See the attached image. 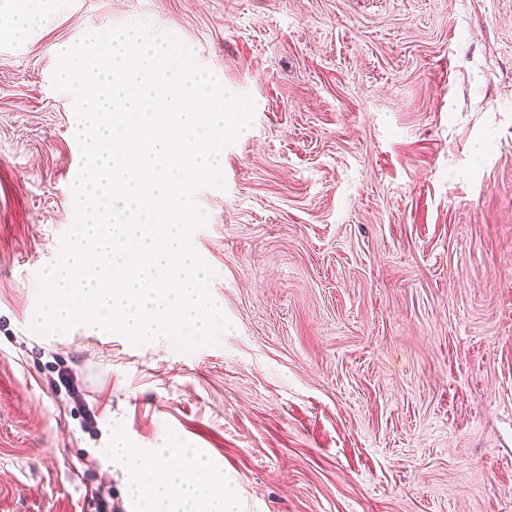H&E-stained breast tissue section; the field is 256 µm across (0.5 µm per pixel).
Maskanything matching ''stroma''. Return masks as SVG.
<instances>
[{
    "label": "stroma",
    "instance_id": "35a3bbf8",
    "mask_svg": "<svg viewBox=\"0 0 512 512\" xmlns=\"http://www.w3.org/2000/svg\"><path fill=\"white\" fill-rule=\"evenodd\" d=\"M134 19L255 101L195 195L233 328L191 354L30 329L58 49ZM116 434L208 452L239 512H512V0H46L0 39V512H138Z\"/></svg>",
    "mask_w": 512,
    "mask_h": 512
}]
</instances>
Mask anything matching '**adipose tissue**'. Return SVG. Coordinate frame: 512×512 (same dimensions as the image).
Masks as SVG:
<instances>
[{
	"label": "adipose tissue",
	"instance_id": "adipose-tissue-1",
	"mask_svg": "<svg viewBox=\"0 0 512 512\" xmlns=\"http://www.w3.org/2000/svg\"><path fill=\"white\" fill-rule=\"evenodd\" d=\"M0 37L24 40L39 24L43 0H12ZM167 444L131 448L113 439L111 456L132 479V494L140 512H237L236 500L224 491V477L203 454H182L178 464L162 465Z\"/></svg>",
	"mask_w": 512,
	"mask_h": 512
}]
</instances>
